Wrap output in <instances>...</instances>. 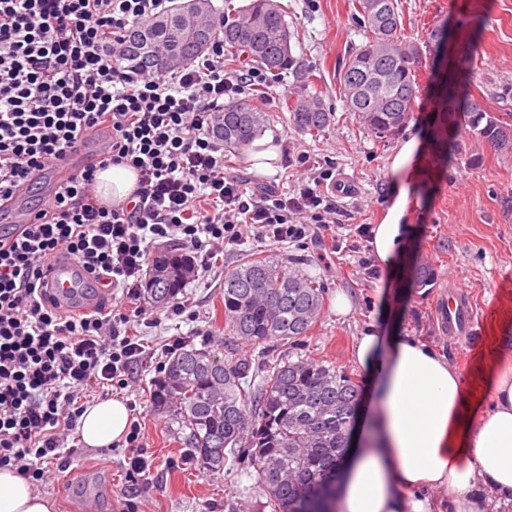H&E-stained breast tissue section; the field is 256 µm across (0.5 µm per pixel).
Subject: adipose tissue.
Masks as SVG:
<instances>
[{"mask_svg":"<svg viewBox=\"0 0 512 512\" xmlns=\"http://www.w3.org/2000/svg\"><path fill=\"white\" fill-rule=\"evenodd\" d=\"M135 171L113 165L99 171L94 193L120 202L136 185ZM408 185L398 184L385 222L371 229L370 248L382 263L402 252L408 229ZM354 359L369 369L377 410L363 426L369 440L352 448L334 498L337 512H430L423 492L445 489L454 512H485L479 492L512 501V323L494 330V347L478 366L489 400L472 397V381L437 349L411 336H358ZM128 411L118 399L86 407L80 437L91 448L120 440ZM0 512H53L9 467L0 468Z\"/></svg>","mask_w":512,"mask_h":512,"instance_id":"adipose-tissue-1","label":"adipose tissue"}]
</instances>
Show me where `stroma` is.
I'll use <instances>...</instances> for the list:
<instances>
[{
  "mask_svg": "<svg viewBox=\"0 0 512 512\" xmlns=\"http://www.w3.org/2000/svg\"><path fill=\"white\" fill-rule=\"evenodd\" d=\"M288 7L291 47L303 68L313 70L318 93L331 124L316 134L288 124L286 103L295 78L269 76L255 91L253 109L266 113L265 139L277 148L267 166H258L252 150L228 151L224 163L246 187L271 185L292 193L301 180L334 169L350 192H337L340 226L323 242L276 244L244 238L228 244L211 271L200 272L183 290L186 311L171 315L155 309L152 327L138 332L151 358L139 365L136 387L147 405L139 422L143 444L154 460L148 483L130 486L127 448H90L72 441L68 471L42 486L54 512H80L83 497L97 493L102 512H121L131 500L136 512H271L255 468L239 456L229 470L212 473L190 459L166 414L150 406L152 382L166 361L165 345L207 347L225 361L258 362L271 342L254 343L232 336L220 314L224 274L252 258H270L315 278L324 290V310L295 354L348 371L364 381L354 364L357 336L375 327L387 336H412L444 353L464 374L472 363L459 346L440 335L432 300L442 284L455 282L470 293L477 308L492 307L500 287L512 282V150L495 148L468 133L447 99L446 78L457 80L458 93L472 94L487 112H512V0H400L404 34L422 53L412 117L394 139L383 142L364 130L347 112L337 74L347 56L363 41L354 18L353 0H282ZM417 137L420 147L408 170L396 171L392 159L404 140ZM306 163H299V156ZM411 185L406 221L411 234L390 266L379 265L378 278L361 266L370 252L358 238L359 225L385 218L389 198L399 182ZM430 282L418 287V271ZM348 295L349 315L336 313V294Z\"/></svg>",
  "mask_w": 512,
  "mask_h": 512,
  "instance_id": "35a3bbf8",
  "label": "stroma"
}]
</instances>
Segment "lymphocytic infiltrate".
I'll return each instance as SVG.
<instances>
[{"label":"lymphocytic infiltrate","mask_w":512,"mask_h":512,"mask_svg":"<svg viewBox=\"0 0 512 512\" xmlns=\"http://www.w3.org/2000/svg\"><path fill=\"white\" fill-rule=\"evenodd\" d=\"M172 0H0V201L35 172L107 141L109 162L139 180L134 205L97 202L99 170L62 179L17 238L0 242V468L39 483L65 469L87 392L128 388L146 353L129 333L150 248L176 243L199 269L244 232L275 243L319 240L336 199L328 172L292 194L256 193L224 173L211 129L225 102L246 103L261 69L224 70V41L177 70L128 68L125 33ZM67 252L110 305L82 315L42 289L47 263Z\"/></svg>","instance_id":"f902f5d3"}]
</instances>
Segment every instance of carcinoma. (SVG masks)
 Returning <instances> with one entry per match:
<instances>
[{"instance_id": "carcinoma-1", "label": "carcinoma", "mask_w": 512, "mask_h": 512, "mask_svg": "<svg viewBox=\"0 0 512 512\" xmlns=\"http://www.w3.org/2000/svg\"><path fill=\"white\" fill-rule=\"evenodd\" d=\"M381 5L374 15L369 4ZM356 19L365 41L341 67L338 78L346 111L365 130L386 141L410 120L422 66L418 48L402 33L398 0H355ZM227 51L247 53L257 66L278 76L298 75L288 102L289 124L315 133L332 113L309 91L313 74L299 71L291 48L284 9L277 0H250L236 6L224 0L220 27ZM127 63L137 70L164 67L168 57L185 65L200 49L186 33L181 9L162 15L126 34ZM470 132L500 150H512V113H488L473 97L456 102ZM266 127L265 113L238 103L224 105L215 123L224 146L242 150ZM188 258L169 245L155 259L146 295L164 306L182 291ZM229 333L247 341L298 344L323 309V288L294 268L274 260H252L224 274L222 289ZM251 363L232 364L203 349H182L169 357L155 384L153 405L185 432L182 445L209 472L235 460L226 451L240 447L256 468L272 512H330L336 473L344 458L343 438L352 430L359 385L339 371L302 356L276 358L262 366L260 381L248 380Z\"/></svg>"}]
</instances>
